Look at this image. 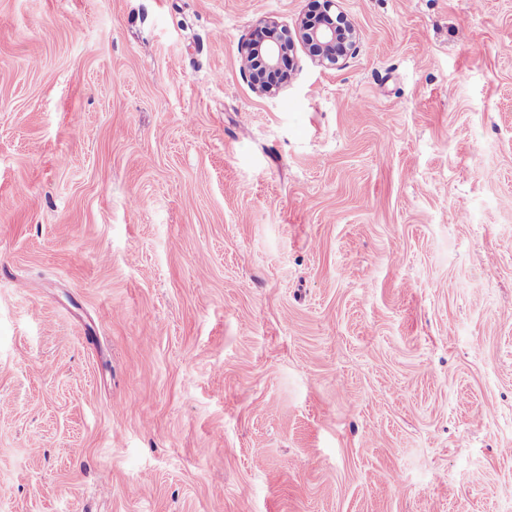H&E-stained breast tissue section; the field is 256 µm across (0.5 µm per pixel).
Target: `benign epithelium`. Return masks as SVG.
Instances as JSON below:
<instances>
[{"instance_id": "1", "label": "benign epithelium", "mask_w": 512, "mask_h": 512, "mask_svg": "<svg viewBox=\"0 0 512 512\" xmlns=\"http://www.w3.org/2000/svg\"><path fill=\"white\" fill-rule=\"evenodd\" d=\"M335 4L336 0H323L315 5L319 18L304 17L293 31L272 21L257 24L255 34L242 50L246 63L244 75L257 93L267 97L277 95V88L266 83L265 74L281 69L285 56L294 50L297 42L325 67L337 66L354 51L359 31L347 17L333 14Z\"/></svg>"}]
</instances>
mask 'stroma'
Listing matches in <instances>:
<instances>
[{"label": "stroma", "instance_id": "obj_1", "mask_svg": "<svg viewBox=\"0 0 512 512\" xmlns=\"http://www.w3.org/2000/svg\"><path fill=\"white\" fill-rule=\"evenodd\" d=\"M0 0V512H512V0ZM322 2L314 7L320 14L318 20L305 16L294 32L272 21L263 20L257 24L242 50L246 63L244 75L257 93L267 97L277 95V88L266 83L265 74L282 68L285 56L294 50L295 40L325 67H336L354 51L360 37L355 24L339 14L342 22H336L335 11H332L336 1Z\"/></svg>", "mask_w": 512, "mask_h": 512}]
</instances>
